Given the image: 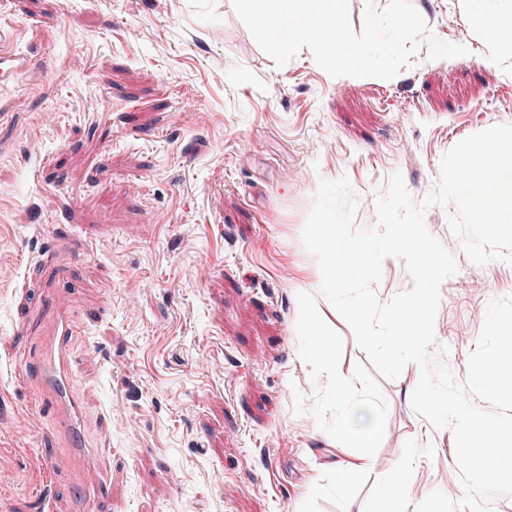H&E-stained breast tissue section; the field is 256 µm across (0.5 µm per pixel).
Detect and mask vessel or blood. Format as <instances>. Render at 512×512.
<instances>
[{
	"instance_id": "1",
	"label": "vessel or blood",
	"mask_w": 512,
	"mask_h": 512,
	"mask_svg": "<svg viewBox=\"0 0 512 512\" xmlns=\"http://www.w3.org/2000/svg\"><path fill=\"white\" fill-rule=\"evenodd\" d=\"M29 63L27 54L13 47L11 26L0 25V87L9 85L15 75ZM74 326L67 316H59L54 341L44 347L42 357L37 364V376L48 389L53 404L54 427L63 434L76 436L83 424V407L77 395L75 378L71 362V339ZM84 469L91 479L81 490L86 512H94L102 493V482L98 475L99 457L94 448H80Z\"/></svg>"
}]
</instances>
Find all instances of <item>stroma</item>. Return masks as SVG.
Masks as SVG:
<instances>
[{"instance_id": "obj_1", "label": "stroma", "mask_w": 512, "mask_h": 512, "mask_svg": "<svg viewBox=\"0 0 512 512\" xmlns=\"http://www.w3.org/2000/svg\"><path fill=\"white\" fill-rule=\"evenodd\" d=\"M413 3L467 52L423 45L383 80L330 76L306 49L276 66L232 0H0L32 59L0 95V512H39L43 495L80 507L33 364L58 303L77 329L82 441L108 479L96 512H378L402 458L415 501L463 497L449 431L411 406L418 368L374 370L302 240L322 181L375 200L398 173L420 202L455 144L512 125V27L490 44L460 0ZM455 211L424 219L458 263L435 338L462 380L512 264L470 262ZM306 302L350 403L378 417L371 466L341 491L347 410L300 360Z\"/></svg>"}]
</instances>
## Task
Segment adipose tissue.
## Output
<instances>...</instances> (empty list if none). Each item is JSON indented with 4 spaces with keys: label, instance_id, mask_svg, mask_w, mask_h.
<instances>
[{
    "label": "adipose tissue",
    "instance_id": "adipose-tissue-1",
    "mask_svg": "<svg viewBox=\"0 0 512 512\" xmlns=\"http://www.w3.org/2000/svg\"><path fill=\"white\" fill-rule=\"evenodd\" d=\"M301 315L310 340L301 355L303 364L315 373L325 375L336 397H343L350 383L349 375L336 361V346L330 333L322 326L310 306H303ZM350 443L356 444L358 453L335 467L336 486L345 488L359 474L370 467V459L364 452L366 445L377 436L378 423L371 411L361 405L352 406L346 424ZM413 470L410 461L397 462L386 478V493L382 498L381 512H416L411 485L407 479Z\"/></svg>",
    "mask_w": 512,
    "mask_h": 512
}]
</instances>
